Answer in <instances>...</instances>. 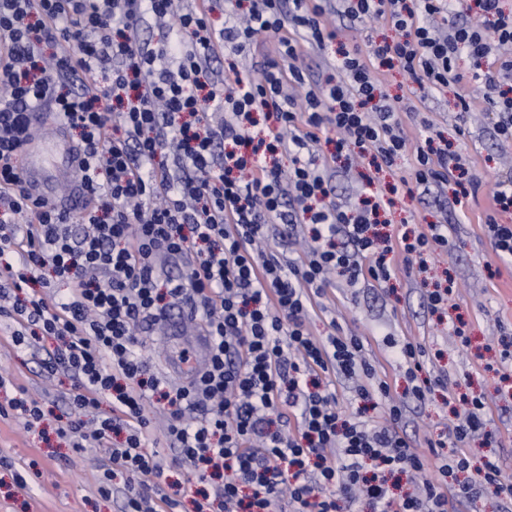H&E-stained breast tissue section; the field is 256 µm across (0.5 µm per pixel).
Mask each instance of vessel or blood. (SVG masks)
I'll list each match as a JSON object with an SVG mask.
<instances>
[{
	"label": "vessel or blood",
	"instance_id": "b4317fda",
	"mask_svg": "<svg viewBox=\"0 0 512 512\" xmlns=\"http://www.w3.org/2000/svg\"><path fill=\"white\" fill-rule=\"evenodd\" d=\"M44 126L41 113H33L31 119L32 141L25 148L23 171L30 193L36 197H51V175L62 169L74 168L79 162V153L67 145L62 138L45 142L41 137Z\"/></svg>",
	"mask_w": 512,
	"mask_h": 512
}]
</instances>
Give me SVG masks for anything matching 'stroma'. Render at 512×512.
Here are the masks:
<instances>
[{"mask_svg":"<svg viewBox=\"0 0 512 512\" xmlns=\"http://www.w3.org/2000/svg\"><path fill=\"white\" fill-rule=\"evenodd\" d=\"M382 88L389 98L410 99L422 120L433 122L443 138L461 146L475 160L482 185L476 195L459 203L448 200L443 207L427 195L395 196L387 215L392 225L418 231L432 222H447V253L428 261L425 272L400 277L389 286L373 282L350 288L332 278L322 301L336 315L314 314L309 328L314 336H324L334 318L341 335L363 338L377 378L388 383L393 400L405 405L402 433L421 445L456 423L455 406L438 387L421 402L408 396L405 369L387 342L409 340L425 346L428 370L457 384L459 392L483 397L487 403L486 424L468 449L473 463L495 457L503 479L512 481V361L501 359L504 341L512 339V267L497 258L484 229L496 179L512 174V153L505 152L496 137L498 116L485 111L480 85L472 87L474 110L463 116L458 115L452 94L410 93L409 82L397 71L384 74ZM421 122L409 125L410 138L425 136ZM369 172L364 159L353 169L335 172L332 184L342 201H356L372 188L388 190L399 177L412 175L403 159L394 171L380 172L371 186L365 181ZM438 285L453 293L447 309L434 313L427 306L426 292ZM456 322L462 325L458 335L451 330ZM41 360V354L12 344L9 326L0 327V375L9 378L24 398L44 406L42 420L30 429L20 415L0 418V512H119L121 494L106 498L98 492L105 450H78L58 437L70 411L71 381L62 372L42 374ZM18 474L26 479V490L17 489Z\"/></svg>","mask_w":512,"mask_h":512,"instance_id":"35a3bbf8","label":"stroma"}]
</instances>
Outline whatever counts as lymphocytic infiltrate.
Masks as SVG:
<instances>
[{
	"label": "lymphocytic infiltrate",
	"instance_id": "1",
	"mask_svg": "<svg viewBox=\"0 0 512 512\" xmlns=\"http://www.w3.org/2000/svg\"><path fill=\"white\" fill-rule=\"evenodd\" d=\"M473 2L470 20L463 0H228L218 29L210 0H0V317L14 324V346L54 341L45 369L69 376L73 411L59 433L107 450L98 491L121 486L122 512L179 504L150 447L148 400L163 406L166 440L198 481L194 512H340L344 499L368 500L374 512H448L450 501L488 494L512 504L498 462L475 467L465 452L484 427L478 397L463 399L447 437L431 443L439 479L394 496L392 477L426 467L399 433L402 405L380 421L345 416L337 380L370 379L375 368L362 339L307 327L332 277L386 284L449 243L444 224L381 233L391 198L345 204L332 162L359 154L379 172L411 157L413 177L396 187L410 197L450 183L466 197L480 185L461 148L409 140L412 109L387 103L380 70L453 90L462 114L470 82L481 81L499 139L512 141V14L502 0ZM333 13L394 36L348 45L327 24ZM149 17L168 23L154 50L140 36ZM260 36L275 57L240 70L237 56ZM225 49L234 59L220 74L213 62ZM311 52L324 57V80L300 65ZM464 57L475 71L460 68ZM39 109L77 138L80 211L28 192L19 158ZM492 199L487 228L512 263V224L496 219L512 210V176L496 181ZM275 224L304 235L302 255L270 247ZM184 255L193 258L186 274L163 271L162 260ZM181 306L200 314L211 347L205 369L174 387L149 374L140 330ZM424 355L413 342L396 351L417 400L443 382L422 377ZM202 405L207 416L185 421ZM454 472L464 480L446 484Z\"/></svg>",
	"mask_w": 512,
	"mask_h": 512
}]
</instances>
